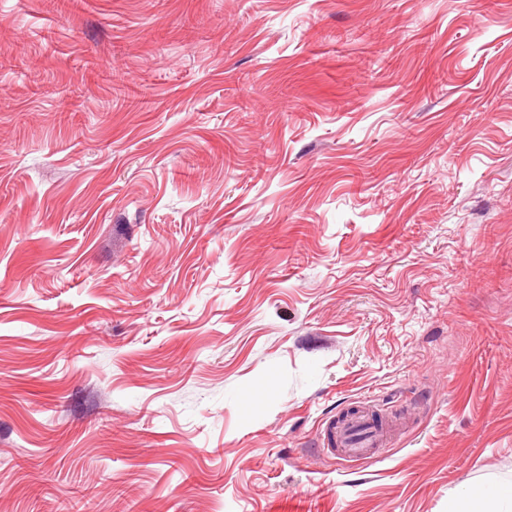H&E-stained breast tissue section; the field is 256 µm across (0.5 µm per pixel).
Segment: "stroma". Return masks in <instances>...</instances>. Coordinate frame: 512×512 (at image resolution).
I'll return each mask as SVG.
<instances>
[{
  "mask_svg": "<svg viewBox=\"0 0 512 512\" xmlns=\"http://www.w3.org/2000/svg\"><path fill=\"white\" fill-rule=\"evenodd\" d=\"M509 482L512 0H0V512ZM355 422L359 425L366 426L364 432L369 436L356 441L348 442L349 437L343 432L336 438V429H333V424L327 428L324 433V441L326 448L324 453L333 457L346 460L349 462H369L375 459L377 454H380L384 448L390 443L389 432L386 428L376 427L371 425V419L359 418Z\"/></svg>",
  "mask_w": 512,
  "mask_h": 512,
  "instance_id": "obj_1",
  "label": "stroma"
}]
</instances>
